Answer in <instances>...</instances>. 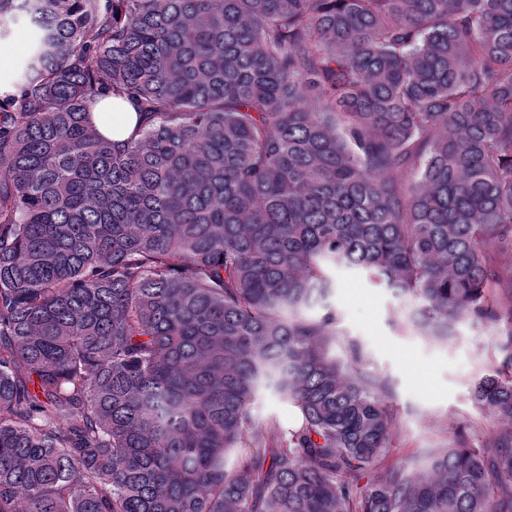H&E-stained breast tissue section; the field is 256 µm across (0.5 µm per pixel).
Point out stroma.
<instances>
[{
  "label": "stroma",
  "instance_id": "35a3bbf8",
  "mask_svg": "<svg viewBox=\"0 0 512 512\" xmlns=\"http://www.w3.org/2000/svg\"><path fill=\"white\" fill-rule=\"evenodd\" d=\"M329 302L340 317L343 339L359 341L368 367L390 384L389 403L398 428L387 463L404 461L419 466L443 435L441 426L458 428L477 423L471 442L497 430V417L482 412L472 388L497 355L498 337L468 322L457 325L445 342H435L417 330L398 325L397 312H411L412 299L398 294L367 273L337 269Z\"/></svg>",
  "mask_w": 512,
  "mask_h": 512
}]
</instances>
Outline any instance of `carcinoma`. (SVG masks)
I'll list each match as a JSON object with an SVG mask.
<instances>
[{
    "instance_id": "cac0c4a2",
    "label": "carcinoma",
    "mask_w": 512,
    "mask_h": 512,
    "mask_svg": "<svg viewBox=\"0 0 512 512\" xmlns=\"http://www.w3.org/2000/svg\"><path fill=\"white\" fill-rule=\"evenodd\" d=\"M0 512H512V0H0ZM142 118L112 141L100 95ZM338 267L502 419L411 469ZM322 305L312 317L307 310ZM271 391L283 428L253 411ZM32 38V27L28 18L24 14H17L8 25V35L1 39L0 46L6 48H16V54L7 74L2 70L0 75V86L2 91L10 86L9 81L19 59L27 52ZM254 408L261 417H272L282 426H288L295 416L294 408L274 393L263 392L257 397Z\"/></svg>"
}]
</instances>
